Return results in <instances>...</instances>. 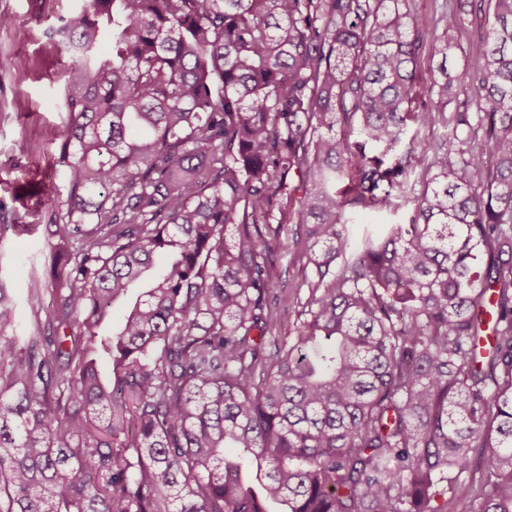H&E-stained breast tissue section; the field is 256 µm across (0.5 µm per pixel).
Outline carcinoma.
Segmentation results:
<instances>
[{
	"instance_id": "1",
	"label": "carcinoma",
	"mask_w": 512,
	"mask_h": 512,
	"mask_svg": "<svg viewBox=\"0 0 512 512\" xmlns=\"http://www.w3.org/2000/svg\"><path fill=\"white\" fill-rule=\"evenodd\" d=\"M492 2L482 51L428 86L437 112L412 108L417 62L456 48L451 4L440 33L410 0L57 19L64 185L33 334L0 282V512H512V0ZM474 83L452 122L479 120L487 159L400 150ZM399 198L404 223L353 243L347 208ZM286 231L313 271L292 329Z\"/></svg>"
}]
</instances>
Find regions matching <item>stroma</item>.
Wrapping results in <instances>:
<instances>
[{
    "label": "stroma",
    "mask_w": 512,
    "mask_h": 512,
    "mask_svg": "<svg viewBox=\"0 0 512 512\" xmlns=\"http://www.w3.org/2000/svg\"><path fill=\"white\" fill-rule=\"evenodd\" d=\"M72 6L73 0H0V15L11 19L0 26V224L9 227L0 237V279L16 291L22 332L30 328L27 284L47 251L42 228L50 215L41 201L62 185L53 160L62 120L54 99L68 56L49 29ZM412 208L404 201L388 211L356 209L349 216L350 236L356 241L381 233L384 225L402 223ZM276 270L283 281L276 289L278 311L296 322L300 302L309 296L311 269L290 235L280 238Z\"/></svg>",
    "instance_id": "1"
}]
</instances>
